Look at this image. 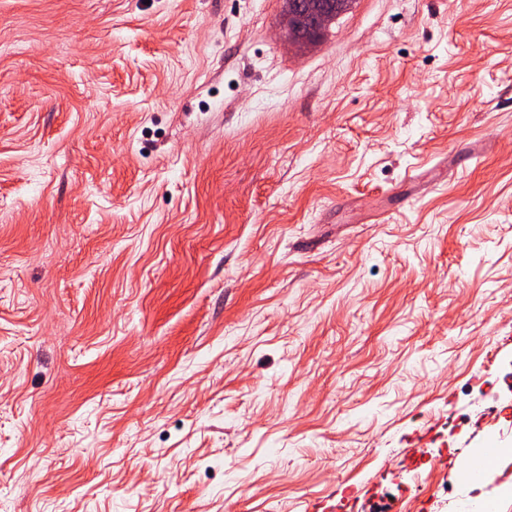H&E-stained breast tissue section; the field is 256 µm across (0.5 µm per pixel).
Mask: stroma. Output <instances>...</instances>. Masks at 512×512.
<instances>
[{"mask_svg": "<svg viewBox=\"0 0 512 512\" xmlns=\"http://www.w3.org/2000/svg\"><path fill=\"white\" fill-rule=\"evenodd\" d=\"M281 11L0 0V512H512V0Z\"/></svg>", "mask_w": 512, "mask_h": 512, "instance_id": "obj_1", "label": "stroma"}]
</instances>
